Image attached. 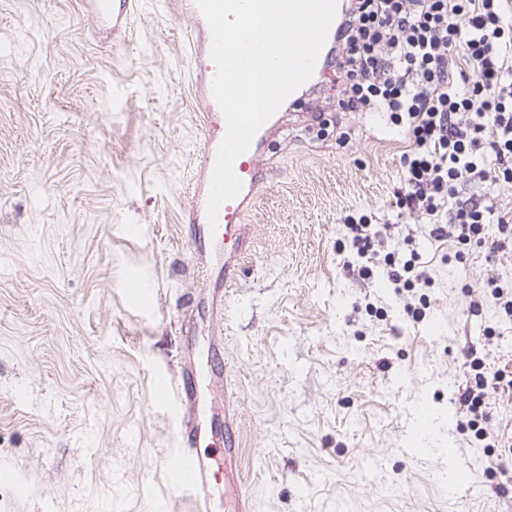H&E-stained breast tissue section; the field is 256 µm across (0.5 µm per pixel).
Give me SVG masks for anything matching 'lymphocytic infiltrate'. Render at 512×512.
Returning a JSON list of instances; mask_svg holds the SVG:
<instances>
[{"mask_svg":"<svg viewBox=\"0 0 512 512\" xmlns=\"http://www.w3.org/2000/svg\"><path fill=\"white\" fill-rule=\"evenodd\" d=\"M457 52L471 71L456 77L448 59ZM336 71L337 111L383 112L408 133L397 207L420 214L433 237L483 245L492 208L460 191L485 181L512 185V0H352ZM496 219L512 244V219ZM420 259L414 249L385 255L396 292L426 284ZM469 368L459 427L483 441L488 385L511 392L512 376L489 372L479 357Z\"/></svg>","mask_w":512,"mask_h":512,"instance_id":"f902f5d3","label":"lymphocytic infiltrate"}]
</instances>
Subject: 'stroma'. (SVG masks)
<instances>
[{
	"label": "stroma",
	"instance_id": "stroma-1",
	"mask_svg": "<svg viewBox=\"0 0 512 512\" xmlns=\"http://www.w3.org/2000/svg\"><path fill=\"white\" fill-rule=\"evenodd\" d=\"M91 10L0 0V512H190L166 496L179 437L153 391L154 373L177 372L170 323L189 297L202 391L217 412L233 394L238 422L219 512L242 492L255 512H512V456L457 428L472 356L512 373V317L483 298L489 281L512 286L497 224L452 261L454 242L396 205L408 137L385 113L337 111L328 71L305 121L263 146L270 177L220 320L185 227L205 136L191 22L142 0L117 40ZM349 214L382 230L365 281ZM407 236L422 293L378 272ZM132 276L154 308L129 304ZM487 401L488 433L512 444V393L492 385Z\"/></svg>",
	"mask_w": 512,
	"mask_h": 512
}]
</instances>
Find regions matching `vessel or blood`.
I'll return each mask as SVG.
<instances>
[{
	"mask_svg": "<svg viewBox=\"0 0 512 512\" xmlns=\"http://www.w3.org/2000/svg\"><path fill=\"white\" fill-rule=\"evenodd\" d=\"M94 13L111 20L113 30H121L140 7V0H91ZM183 13L193 22L191 33V78L195 97L201 102L200 114L206 137L196 158L198 180L188 209V224L194 244L207 252L209 261L222 262L223 284L232 288L239 276L238 257L246 250L243 224L257 190L266 179L260 146L271 132L272 123H265L253 139L250 149L240 156L234 170L242 181L237 197L222 204L216 224L207 219V199L218 147L226 132L223 114L212 94L216 68L210 58L211 33L195 0H183ZM156 396L166 403L179 422L180 448L164 461L170 485L175 494L191 500L195 512H217L213 494L216 472L208 455L199 444L213 423L201 408L200 379L190 350L180 351L178 376L156 373L153 378Z\"/></svg>",
	"mask_w": 512,
	"mask_h": 512,
	"instance_id": "b4317fda",
	"label": "vessel or blood"
}]
</instances>
